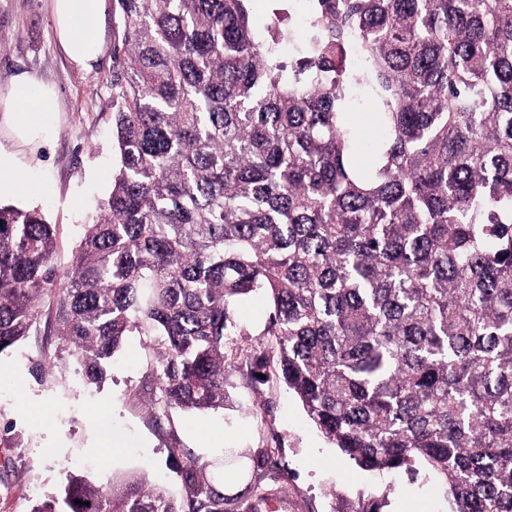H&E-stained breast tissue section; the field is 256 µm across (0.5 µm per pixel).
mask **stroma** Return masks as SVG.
I'll list each match as a JSON object with an SVG mask.
<instances>
[{
	"label": "stroma",
	"mask_w": 512,
	"mask_h": 512,
	"mask_svg": "<svg viewBox=\"0 0 512 512\" xmlns=\"http://www.w3.org/2000/svg\"><path fill=\"white\" fill-rule=\"evenodd\" d=\"M49 0H0V86L17 73L52 85L61 113L36 151L27 174L32 194L15 199L40 208L56 224V262L70 267L82 226L110 190L117 149L112 139V69L105 57L92 69L71 66L55 41ZM254 295L235 308L237 335L224 353V410L159 415L150 407L155 360L145 337L132 335L115 356L100 388H75L69 372L34 363L60 349L50 303L27 339L0 355V512H30L39 500L60 494L70 472L121 483L145 473L172 496L182 485L174 448L205 459L223 449L258 468L263 490L279 512H448L447 486L427 468L380 479L358 468L308 420L300 401L279 380L254 387L243 349H257L269 316Z\"/></svg>",
	"instance_id": "1"
}]
</instances>
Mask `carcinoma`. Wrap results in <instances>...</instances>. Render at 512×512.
<instances>
[{
  "label": "carcinoma",
  "instance_id": "1",
  "mask_svg": "<svg viewBox=\"0 0 512 512\" xmlns=\"http://www.w3.org/2000/svg\"><path fill=\"white\" fill-rule=\"evenodd\" d=\"M116 2L112 188L68 269L56 225L0 205V354L50 296L84 384L136 333L154 409L218 410L261 292L271 346L246 357L342 453L512 512V0H319L294 70L249 0ZM172 454L179 499L72 474L31 512H224V464Z\"/></svg>",
  "mask_w": 512,
  "mask_h": 512
}]
</instances>
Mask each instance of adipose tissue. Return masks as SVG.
Segmentation results:
<instances>
[{
    "label": "adipose tissue",
    "mask_w": 512,
    "mask_h": 512,
    "mask_svg": "<svg viewBox=\"0 0 512 512\" xmlns=\"http://www.w3.org/2000/svg\"><path fill=\"white\" fill-rule=\"evenodd\" d=\"M54 32L72 64L89 69L104 52L103 20L107 0H51ZM57 96L23 72L0 88V127L7 128L11 146L0 144V198L28 191L26 171L32 157L27 147L42 143L56 122Z\"/></svg>",
    "instance_id": "ef3b65f1"
}]
</instances>
